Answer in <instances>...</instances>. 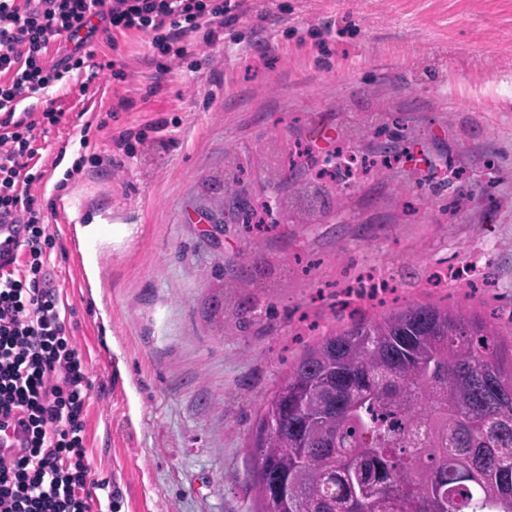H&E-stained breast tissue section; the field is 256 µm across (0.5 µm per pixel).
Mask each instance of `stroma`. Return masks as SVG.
Returning <instances> with one entry per match:
<instances>
[{"label":"stroma","mask_w":512,"mask_h":512,"mask_svg":"<svg viewBox=\"0 0 512 512\" xmlns=\"http://www.w3.org/2000/svg\"><path fill=\"white\" fill-rule=\"evenodd\" d=\"M248 10L193 67L156 79L146 36L118 59L124 80L80 117L87 75L47 97L61 121L37 137L44 178L31 192L53 237L49 269L75 314L74 341L92 383L88 463L112 512H253L249 441L261 401L307 346L309 324L343 323L345 279L394 275L386 301L447 299L512 330V0H247ZM386 101L415 134L393 138L428 180L466 170L490 184L462 214L408 211L389 181L360 178L318 206L270 172L306 145L323 161L344 131ZM126 134L129 151L114 136ZM65 165L53 169L58 149ZM244 168L224 190L225 155ZM273 199L277 223L211 224L234 197ZM497 205H490V198ZM91 248L74 257L70 230ZM260 256L243 257L250 249ZM494 264L493 286L468 298L429 288L433 266ZM247 278L266 308L224 318V286Z\"/></svg>","instance_id":"obj_1"}]
</instances>
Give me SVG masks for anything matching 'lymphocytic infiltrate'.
I'll list each match as a JSON object with an SVG mask.
<instances>
[{
    "instance_id": "1",
    "label": "lymphocytic infiltrate",
    "mask_w": 512,
    "mask_h": 512,
    "mask_svg": "<svg viewBox=\"0 0 512 512\" xmlns=\"http://www.w3.org/2000/svg\"><path fill=\"white\" fill-rule=\"evenodd\" d=\"M245 0H0V217L13 216L23 239L0 271V430L22 435L0 447V512H112L87 463L91 383L53 286L44 210L32 194L36 127L60 113L17 117L20 101L40 98L66 74L86 68L96 36H147L157 76L193 55L196 34L236 22Z\"/></svg>"
}]
</instances>
